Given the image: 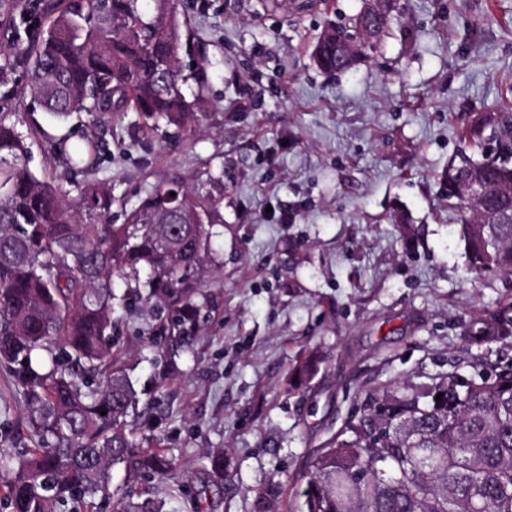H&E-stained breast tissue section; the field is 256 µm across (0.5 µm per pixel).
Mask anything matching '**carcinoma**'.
Masks as SVG:
<instances>
[{
  "label": "carcinoma",
  "mask_w": 512,
  "mask_h": 512,
  "mask_svg": "<svg viewBox=\"0 0 512 512\" xmlns=\"http://www.w3.org/2000/svg\"><path fill=\"white\" fill-rule=\"evenodd\" d=\"M17 0H0V23L13 28L0 84L26 77L31 96L58 120L136 112L152 128L179 132L198 120L205 83L182 56L178 0H55L46 19L14 27ZM372 32L342 63L331 26L313 46L327 73L352 69L370 40L391 24L380 5ZM20 115L0 112V369L25 399L26 438L20 457L1 456L11 472V512H58L110 495L112 471L125 489L113 512H167L176 462L158 439L139 431L138 390L114 334L115 306L153 316L143 335L157 356L177 365L216 300L202 272L219 262L213 227L216 200L180 183L155 185L124 224L109 222L112 182L69 188L58 174L30 168V143ZM498 159L486 165L491 139ZM441 179L456 212L470 269L512 276V105L471 113ZM54 147L71 171H94L101 148L92 138ZM476 178L487 191L476 201L461 183ZM124 286L115 292L113 277ZM512 318L484 316L463 325L467 335L499 336ZM221 484L224 455L207 456ZM299 512H512V367L485 373H416L381 382L308 459Z\"/></svg>",
  "instance_id": "cac0c4a2"
}]
</instances>
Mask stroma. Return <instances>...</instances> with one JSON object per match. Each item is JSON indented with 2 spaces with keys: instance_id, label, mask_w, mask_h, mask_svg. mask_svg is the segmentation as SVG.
<instances>
[{
  "instance_id": "1",
  "label": "stroma",
  "mask_w": 512,
  "mask_h": 512,
  "mask_svg": "<svg viewBox=\"0 0 512 512\" xmlns=\"http://www.w3.org/2000/svg\"><path fill=\"white\" fill-rule=\"evenodd\" d=\"M394 3L374 50L329 74L312 48L361 0H183L184 59L207 82L199 123L177 138L135 112L60 123L21 85L0 86L32 133L35 172L63 170L54 138L99 141V169L72 179L111 182L112 223L161 182L217 200L220 264L204 286L218 307L163 391L141 398L147 434L183 478L169 512H193V489L210 480L202 458L217 449L210 512H298L310 452L376 382L512 364V335L462 338L465 322L512 306V277L468 271L439 185L463 117L512 100V0ZM400 212L406 237L391 221ZM139 325L119 334L140 389L161 367ZM24 416L0 370V422L14 431L0 454L27 447Z\"/></svg>"
}]
</instances>
